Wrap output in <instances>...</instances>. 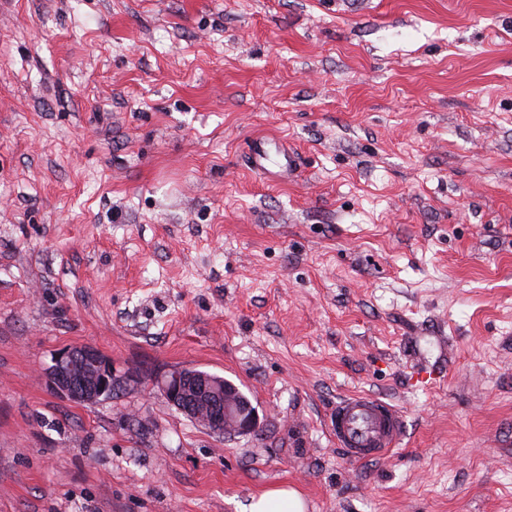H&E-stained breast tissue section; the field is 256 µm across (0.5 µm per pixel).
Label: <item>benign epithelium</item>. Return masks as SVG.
I'll use <instances>...</instances> for the list:
<instances>
[{
  "label": "benign epithelium",
  "instance_id": "benign-epithelium-1",
  "mask_svg": "<svg viewBox=\"0 0 512 512\" xmlns=\"http://www.w3.org/2000/svg\"><path fill=\"white\" fill-rule=\"evenodd\" d=\"M50 387L79 402L94 404L112 396L120 381L112 362L91 346L58 354L47 370ZM167 401L195 422L222 428L229 435L245 436L259 428L256 408L235 396L228 381L196 369H176L161 378Z\"/></svg>",
  "mask_w": 512,
  "mask_h": 512
}]
</instances>
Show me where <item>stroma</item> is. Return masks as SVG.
I'll return each mask as SVG.
<instances>
[{
	"mask_svg": "<svg viewBox=\"0 0 512 512\" xmlns=\"http://www.w3.org/2000/svg\"><path fill=\"white\" fill-rule=\"evenodd\" d=\"M292 175L254 172L253 139ZM92 346L122 385L54 391ZM240 387L219 435L155 381ZM400 409L355 461L331 409ZM512 512V0H9L0 512ZM47 377L53 390L87 404L111 397L120 385L112 362L91 346L59 353L48 368ZM405 420L390 403L359 394L341 398L329 416L336 446L353 460L373 459L391 452L404 436ZM306 504L294 488L267 490L251 499L249 512H305Z\"/></svg>",
	"mask_w": 512,
	"mask_h": 512,
	"instance_id": "1",
	"label": "stroma"
}]
</instances>
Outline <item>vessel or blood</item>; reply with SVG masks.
<instances>
[{
  "instance_id": "obj_1",
  "label": "vessel or blood",
  "mask_w": 512,
  "mask_h": 512,
  "mask_svg": "<svg viewBox=\"0 0 512 512\" xmlns=\"http://www.w3.org/2000/svg\"><path fill=\"white\" fill-rule=\"evenodd\" d=\"M402 413L390 403L365 394L341 398L329 416L328 428L338 448L353 460L391 452L404 435Z\"/></svg>"
}]
</instances>
